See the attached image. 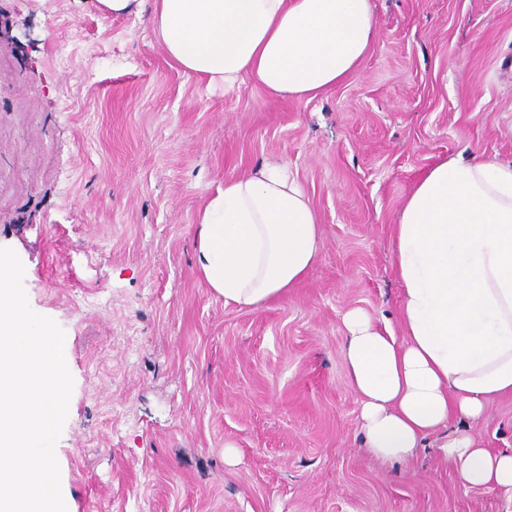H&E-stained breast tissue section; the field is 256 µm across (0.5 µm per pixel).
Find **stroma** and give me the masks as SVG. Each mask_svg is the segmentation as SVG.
Instances as JSON below:
<instances>
[{"label":"stroma","mask_w":512,"mask_h":512,"mask_svg":"<svg viewBox=\"0 0 512 512\" xmlns=\"http://www.w3.org/2000/svg\"><path fill=\"white\" fill-rule=\"evenodd\" d=\"M372 9L358 72L306 102L206 91L147 20L95 0H0V247L68 339L71 512H512L437 449L370 457L342 357L346 311L398 318L393 231L422 174L512 163V0ZM266 161L297 172L322 254L240 309L198 275L193 239L225 180ZM476 430L512 454V396Z\"/></svg>","instance_id":"1"}]
</instances>
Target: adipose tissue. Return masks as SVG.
Returning a JSON list of instances; mask_svg holds the SVG:
<instances>
[{"instance_id":"ef3b65f1","label":"adipose tissue","mask_w":512,"mask_h":512,"mask_svg":"<svg viewBox=\"0 0 512 512\" xmlns=\"http://www.w3.org/2000/svg\"><path fill=\"white\" fill-rule=\"evenodd\" d=\"M101 13L147 15L168 59L208 86L252 82L314 100L347 81L375 37L370 0H97ZM322 248L319 216L286 163L226 180L194 239L216 296L256 308L295 287ZM399 321L345 313L343 359L361 404L363 446L386 464L428 436L463 490L512 492V455L451 419L476 421L512 394V165L450 158L430 167L393 234Z\"/></svg>"}]
</instances>
